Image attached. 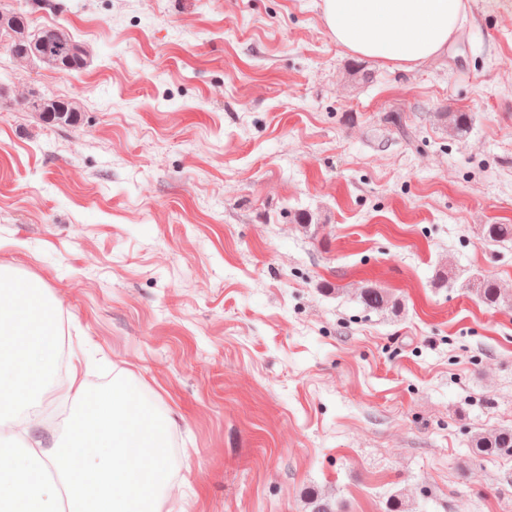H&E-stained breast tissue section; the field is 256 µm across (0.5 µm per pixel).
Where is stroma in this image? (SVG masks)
<instances>
[{"instance_id": "obj_1", "label": "stroma", "mask_w": 512, "mask_h": 512, "mask_svg": "<svg viewBox=\"0 0 512 512\" xmlns=\"http://www.w3.org/2000/svg\"><path fill=\"white\" fill-rule=\"evenodd\" d=\"M9 2L87 65L11 69L0 32V266L44 283L85 388L122 374L172 419L169 512H512V456L469 449L512 427V308L468 290L512 288V242L479 240L512 224V6L466 0L402 70L321 0ZM472 286L476 288H469V290L475 292L478 299L485 305L490 307L512 306V290L503 288L499 282L476 278L473 280ZM357 295L365 308L370 310H385L395 306L387 292L372 284H365L362 288H358Z\"/></svg>"}]
</instances>
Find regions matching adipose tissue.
I'll return each instance as SVG.
<instances>
[{
    "mask_svg": "<svg viewBox=\"0 0 512 512\" xmlns=\"http://www.w3.org/2000/svg\"><path fill=\"white\" fill-rule=\"evenodd\" d=\"M331 38L366 58L410 66L442 56L466 16L465 0H322Z\"/></svg>",
    "mask_w": 512,
    "mask_h": 512,
    "instance_id": "adipose-tissue-1",
    "label": "adipose tissue"
}]
</instances>
